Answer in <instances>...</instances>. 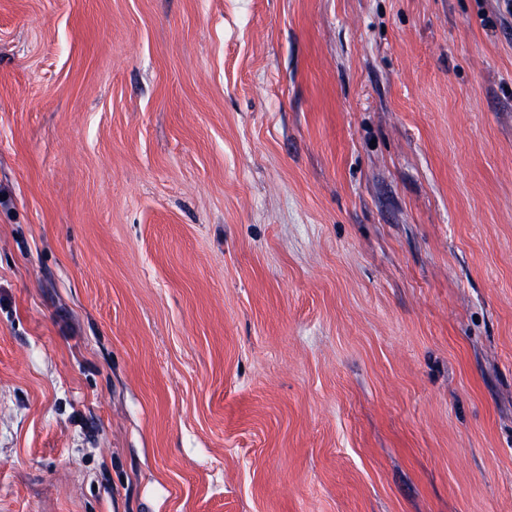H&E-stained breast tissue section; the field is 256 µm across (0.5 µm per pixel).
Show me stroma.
<instances>
[{"mask_svg":"<svg viewBox=\"0 0 512 512\" xmlns=\"http://www.w3.org/2000/svg\"><path fill=\"white\" fill-rule=\"evenodd\" d=\"M0 512H512L499 0H0Z\"/></svg>","mask_w":512,"mask_h":512,"instance_id":"stroma-1","label":"stroma"}]
</instances>
